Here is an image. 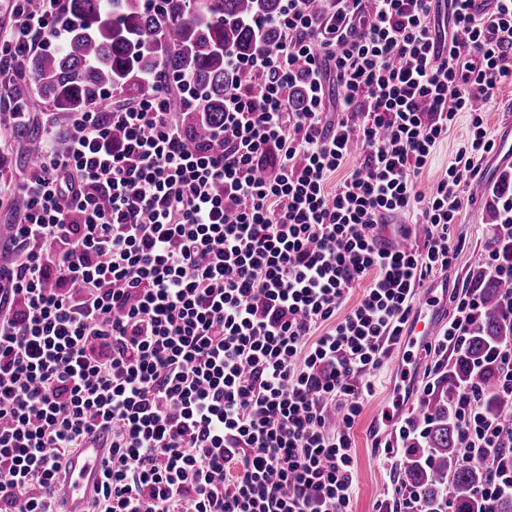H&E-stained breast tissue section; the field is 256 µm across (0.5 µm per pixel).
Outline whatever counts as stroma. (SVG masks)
<instances>
[{
	"label": "stroma",
	"instance_id": "stroma-1",
	"mask_svg": "<svg viewBox=\"0 0 512 512\" xmlns=\"http://www.w3.org/2000/svg\"><path fill=\"white\" fill-rule=\"evenodd\" d=\"M8 86L24 90L31 126L39 136L53 133V114L37 96L22 61H15ZM468 134V119L460 117L421 174L419 190H427L440 177ZM494 206V200L478 199L463 210L459 224L452 229L453 237L462 240V248L450 269L431 277L418 290L417 300L436 295L441 302V313L446 316L452 311L449 301L452 291L478 288L480 275L489 270V242L497 230ZM456 356V351L450 348L430 352L414 349L407 355L397 350L369 376L370 389L363 397L362 411L353 428V512H377L381 501L390 498L399 472L391 468L379 444L389 442L398 448L400 460H407L409 443L400 438L399 429L415 419L423 405L425 386L434 379L444 378Z\"/></svg>",
	"mask_w": 512,
	"mask_h": 512
}]
</instances>
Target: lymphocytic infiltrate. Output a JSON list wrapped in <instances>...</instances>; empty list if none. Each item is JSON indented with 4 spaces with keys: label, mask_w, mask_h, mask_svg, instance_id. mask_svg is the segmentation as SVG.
I'll return each instance as SVG.
<instances>
[{
    "label": "lymphocytic infiltrate",
    "mask_w": 512,
    "mask_h": 512,
    "mask_svg": "<svg viewBox=\"0 0 512 512\" xmlns=\"http://www.w3.org/2000/svg\"><path fill=\"white\" fill-rule=\"evenodd\" d=\"M10 2L1 58L61 38L63 0ZM282 2L283 41L244 62L261 95L225 103L208 138L187 137L174 102L202 99L173 79L75 113L18 185L0 245V512H62L55 478L94 439L110 450L94 512H351L366 378L455 259L450 229L495 147L472 102L512 79V0H448L438 22L433 0ZM461 112L469 140L418 190ZM406 216L423 241L400 248L384 231ZM452 300L443 342L460 351L483 303ZM457 414L487 499L512 491V415H485L474 389Z\"/></svg>",
    "instance_id": "f902f5d3"
}]
</instances>
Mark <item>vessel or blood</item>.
<instances>
[{"mask_svg": "<svg viewBox=\"0 0 512 512\" xmlns=\"http://www.w3.org/2000/svg\"><path fill=\"white\" fill-rule=\"evenodd\" d=\"M438 326V311L435 307L419 309L407 325L405 344L414 346L422 343L436 332ZM105 455V449L91 443L70 456L56 484L59 497L66 503L65 512H89Z\"/></svg>", "mask_w": 512, "mask_h": 512, "instance_id": "vessel-or-blood-1", "label": "vessel or blood"}]
</instances>
